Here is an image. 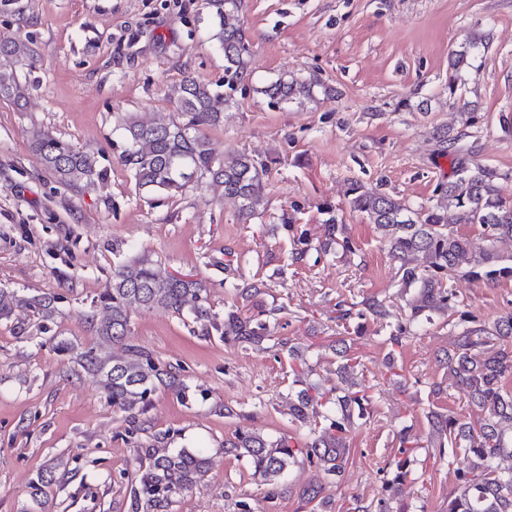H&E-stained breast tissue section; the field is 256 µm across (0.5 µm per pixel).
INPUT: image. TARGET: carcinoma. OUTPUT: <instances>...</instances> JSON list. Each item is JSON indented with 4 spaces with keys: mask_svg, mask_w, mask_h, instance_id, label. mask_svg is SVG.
<instances>
[{
    "mask_svg": "<svg viewBox=\"0 0 512 512\" xmlns=\"http://www.w3.org/2000/svg\"><path fill=\"white\" fill-rule=\"evenodd\" d=\"M205 18L211 38L224 51V84L233 88L247 69L249 43L239 18L240 0H204ZM28 51L25 43L0 41V99L15 102L25 98L27 87L17 75L15 64ZM311 84L298 81L271 83L266 92L280 101L307 96ZM180 113L162 121H144L131 114L120 127L127 147L122 163L138 190L149 195L174 197L190 187L205 184L223 188L224 199L232 201L246 221L264 205L263 178L266 164L244 151L216 155L209 148L203 128L224 122V93L219 86L193 78L183 80L177 90ZM33 149L41 164L57 182L68 188L91 184L107 176L98 158L80 151L48 131L33 135ZM499 175L482 165H457L453 178L436 190L435 202L411 208L388 194L350 189L349 206L369 219L380 232L389 252L400 261L402 285L413 289L406 298L408 314L389 327L386 342L401 346L421 323H432L434 313H452L456 329L452 349L445 358L446 377L432 383L431 393L442 395L450 388L463 393L467 413L431 411L430 443L438 449V460L452 465L458 457L468 465L455 469L457 494L448 500L446 512H512V312L491 324L469 310L466 299L454 288L457 277L496 284L512 280V255L499 253L498 243L512 241V195H505ZM458 209L457 222L479 226L482 243L448 224V207ZM56 297L42 294L23 296L0 288V320H8L18 307L29 309L41 329L56 314ZM162 308L177 315L189 310L194 320L213 329L206 287L202 280L176 277L159 270L147 257L121 260L112 272V285L91 302L82 320L99 337V343L78 354L80 365L97 375L112 406L136 422L144 414L150 396L164 387L178 395L185 387L177 367L165 364L128 340L132 316L142 310ZM224 340L262 348H297L283 341L272 342L264 322L236 311L224 315ZM340 358L337 373L345 383L344 395L321 401L308 391L297 393L290 402L291 422L305 430L300 439L270 441L260 434L239 428L224 441V453L248 459L254 473L267 481L280 478L302 458L327 477L345 472L350 453L346 433L356 419L369 414V387L358 382L363 370L359 357L349 354L348 340L336 338ZM325 408L329 426L321 430L310 424L317 408ZM401 457L386 462L382 494L376 504L353 507V512H393L391 502L407 477L410 456L420 448L419 439L403 429L399 433ZM211 457L203 448L177 452L148 448L145 461L131 476V512H171L174 497L200 483L210 470ZM60 463L52 461L28 486L31 507L43 512L48 488L57 482Z\"/></svg>",
    "mask_w": 512,
    "mask_h": 512,
    "instance_id": "obj_1",
    "label": "carcinoma"
}]
</instances>
